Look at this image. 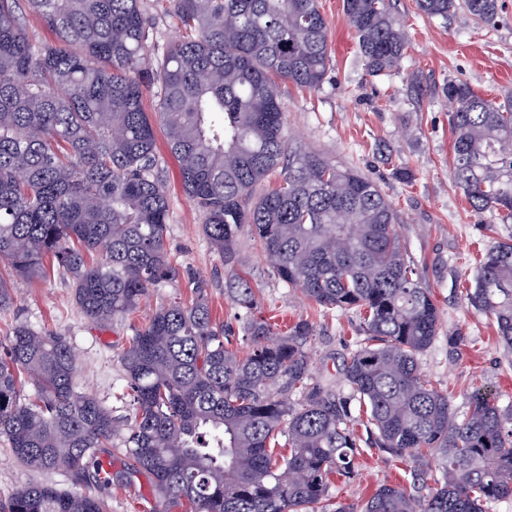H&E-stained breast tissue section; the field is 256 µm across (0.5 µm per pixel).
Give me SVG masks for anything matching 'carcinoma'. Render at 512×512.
Segmentation results:
<instances>
[{"label": "carcinoma", "instance_id": "obj_1", "mask_svg": "<svg viewBox=\"0 0 512 512\" xmlns=\"http://www.w3.org/2000/svg\"><path fill=\"white\" fill-rule=\"evenodd\" d=\"M184 34L159 56L154 115L144 69L154 52L143 0H0V310L17 280L51 260L83 317L97 326L135 312L149 289L181 276L166 248L169 205L156 128L179 164L202 233L224 258L245 356L212 319L207 288L172 300L135 330L120 364L130 419L77 389L79 359L62 336L18 324L0 354V435L36 470L112 485L102 448H121L153 481L156 512H486L512 497V414L471 392L459 415L448 391L418 372L439 312L413 278L379 184L322 156L285 151L277 80L315 88L330 66L319 0H172ZM419 12L488 25L499 0H416ZM368 71L398 68L407 48L390 0H343ZM37 16L56 42L35 43ZM451 179L471 208L512 219V96L496 103L463 81L445 88ZM284 170L261 193L265 178ZM248 228L278 279L323 310L364 315V342L343 371L347 397L313 381V324L277 331L258 289L236 271ZM466 289L512 347V239L493 244ZM34 386L28 396L25 382ZM297 401H291V397ZM365 412L361 439L349 405ZM421 469L437 457L430 494L383 483L361 505L326 498L354 476L360 441ZM0 512H106L102 498L48 483L0 500Z\"/></svg>", "mask_w": 512, "mask_h": 512}]
</instances>
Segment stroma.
<instances>
[{"label": "stroma", "instance_id": "35a3bbf8", "mask_svg": "<svg viewBox=\"0 0 512 512\" xmlns=\"http://www.w3.org/2000/svg\"><path fill=\"white\" fill-rule=\"evenodd\" d=\"M319 3L328 22L330 67L315 89L280 81L286 139L294 149L356 168L379 183L397 215L396 229L413 261L414 277L430 289L440 314L439 334L419 357L421 374L447 389L458 414L469 411L470 394L477 388L490 392L510 414L512 349L499 341L483 315L467 309L463 293L471 287L485 250L511 236L512 224H497L490 212H474L454 186L449 172L453 135L443 89L461 79L486 99L512 95V0H500L498 15L488 26L431 19L418 12L414 0H392L405 24L408 46L400 66L385 76L368 72L343 0ZM157 145L168 188L167 248L181 270L179 281L152 289L146 306L99 327L80 313L68 279L51 269L42 278L18 283L16 303L0 311V347L11 326L20 322L64 336L79 354L78 389L93 393L113 415L125 418L132 415L131 397L119 359L128 340L153 308L176 297L190 301L194 277L209 281V305L216 321L233 329V349L242 354L248 350L238 310L224 291V260L201 232L200 214L180 186L165 140ZM493 223L498 226L494 232L489 229ZM238 248L260 290L263 316L310 321L315 332L307 348L315 381L348 395L342 372L364 338L359 317L340 310L329 315L304 300L273 274L249 233H242ZM108 460L113 484L104 499L109 512H153L150 476L132 471L123 453L113 452ZM439 475L437 464H429L426 475L419 476L409 461L368 448L358 459L356 477L347 483L332 481L328 495L359 504L388 482L423 496ZM34 483L78 488L66 471L21 464L0 437V500Z\"/></svg>", "mask_w": 512, "mask_h": 512}]
</instances>
